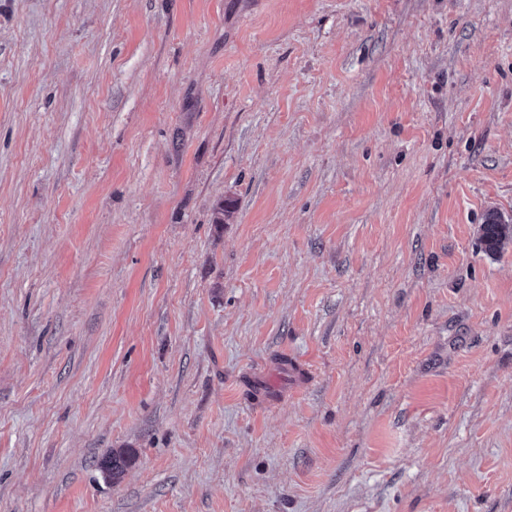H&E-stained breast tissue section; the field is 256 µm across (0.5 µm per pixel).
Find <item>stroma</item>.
Here are the masks:
<instances>
[{
    "label": "stroma",
    "instance_id": "stroma-1",
    "mask_svg": "<svg viewBox=\"0 0 512 512\" xmlns=\"http://www.w3.org/2000/svg\"><path fill=\"white\" fill-rule=\"evenodd\" d=\"M493 210L512 0H0V512H512ZM483 236L490 250L499 249L512 232L510 224H503L496 214H490L483 224Z\"/></svg>",
    "mask_w": 512,
    "mask_h": 512
}]
</instances>
